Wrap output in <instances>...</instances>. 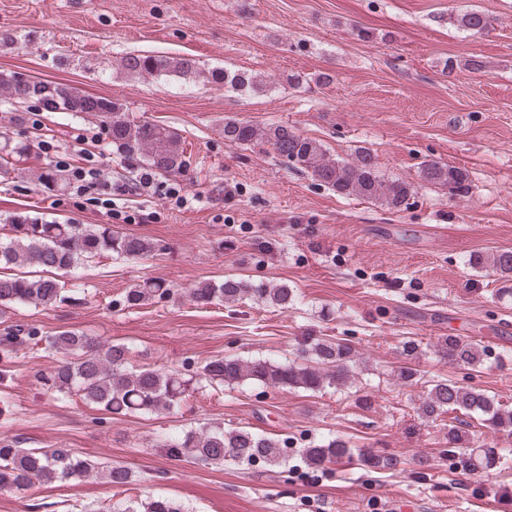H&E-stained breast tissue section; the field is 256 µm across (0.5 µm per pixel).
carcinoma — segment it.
Here are the masks:
<instances>
[{
    "mask_svg": "<svg viewBox=\"0 0 512 512\" xmlns=\"http://www.w3.org/2000/svg\"><path fill=\"white\" fill-rule=\"evenodd\" d=\"M457 23L466 31L481 33L490 26V19L479 10H469L457 17ZM121 69L131 76L185 78L201 74L193 58L151 53L125 55L121 58ZM208 81L240 92L263 90L258 76L243 70L216 67L208 71ZM0 98L15 103L32 100L48 112H94L102 118L112 145L125 156L171 175H183L187 171L178 133L148 121H131L121 106L109 99L60 83L24 79L11 72L0 74ZM257 141L269 145L276 156L304 167L317 185L339 195L374 200L394 210L409 205L411 185L399 179L382 178L376 158L368 150L357 151L350 161L333 159L319 142L294 132L286 124L260 127L248 121L224 119V143L246 146ZM420 176L451 194L468 187L466 169L440 161L423 162ZM8 231L0 239V271H8L6 275L0 274L1 314L16 304L47 309L66 301V282L57 278L59 272H68L103 256L138 259L154 249L149 240L114 231L108 224L46 222L30 215H18L11 220ZM469 264L479 269L489 267L498 275L511 278L512 248H501L488 256L474 255L469 258ZM173 294L168 283L146 278L126 289L123 301L128 307H139L149 300H161ZM189 297L203 307L252 299L286 308L293 300L291 290L286 287L270 288L263 282L249 284L233 278L195 282L189 288ZM41 342L45 349L63 356L49 372L39 374L46 390L73 393L116 416L170 412L180 407L203 381L216 385L253 381L267 388L311 391L327 385H343L352 376L355 353L349 343L309 337L301 344L299 362L215 358L195 374L185 375L165 368L131 365L130 349L123 343L102 346L78 330L40 336L33 327L15 324L0 333V359L13 357L29 343ZM446 355L452 364L474 366L482 361L483 351L474 343L450 336ZM421 409L428 417L457 411L480 414L495 430L512 435V407L448 380L431 384ZM165 450L174 460L183 458L206 464L230 461L278 465L286 461L279 440L248 430L191 429L166 444ZM509 455H512L509 448L497 453L478 445L469 448L457 465L470 473L494 466ZM353 456V449L341 440L303 449V459L312 467ZM90 476H101L117 488L132 481L129 468L80 458L68 448H20L13 441L0 440V492L27 490L37 482L62 483ZM123 512H181V508L169 498L158 497L132 502Z\"/></svg>",
    "mask_w": 512,
    "mask_h": 512,
    "instance_id": "obj_1",
    "label": "carcinoma"
}]
</instances>
